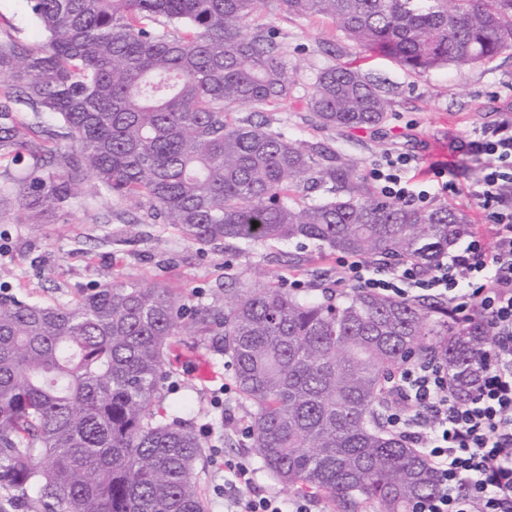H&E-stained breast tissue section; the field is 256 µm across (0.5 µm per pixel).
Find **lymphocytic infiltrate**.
<instances>
[{
    "label": "lymphocytic infiltrate",
    "mask_w": 512,
    "mask_h": 512,
    "mask_svg": "<svg viewBox=\"0 0 512 512\" xmlns=\"http://www.w3.org/2000/svg\"><path fill=\"white\" fill-rule=\"evenodd\" d=\"M466 148L481 165L469 191L445 180L441 168L436 191L415 190L409 173L416 160L406 154H385L370 171L382 194L407 206L435 192L475 200L481 222L448 260L428 267L407 262L379 278L368 276L366 260L336 261L337 285L404 300L430 290L458 329L481 322L493 335L482 376L466 398L454 396L438 364L409 362L397 370L388 427L420 450L438 479L418 512H512V113Z\"/></svg>",
    "instance_id": "1"
}]
</instances>
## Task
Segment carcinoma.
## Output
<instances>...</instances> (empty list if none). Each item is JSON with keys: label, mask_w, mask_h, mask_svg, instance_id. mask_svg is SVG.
<instances>
[{"label": "carcinoma", "mask_w": 512, "mask_h": 512, "mask_svg": "<svg viewBox=\"0 0 512 512\" xmlns=\"http://www.w3.org/2000/svg\"><path fill=\"white\" fill-rule=\"evenodd\" d=\"M47 42L0 41L3 98L60 121L66 153L29 152L0 183L38 221L69 208L85 177L192 244L315 241L375 261L431 265L470 233L458 208L374 197L322 143L236 107L268 111L293 85L284 46L248 19L262 0H29ZM331 18L357 48L418 74L482 64L512 48V0H281ZM307 106L329 128L383 123L379 84L328 64ZM0 105V147L22 144ZM332 197L309 202L305 189ZM432 299L364 288L246 286L187 308L171 289L112 281L55 305L0 296V489L33 512H204L202 441L155 412L180 332L226 356L250 407L251 448L283 486L336 512H414L436 478L385 425L390 380L408 359L439 362L457 397L490 349L483 327L448 333Z\"/></svg>", "instance_id": "cac0c4a2"}]
</instances>
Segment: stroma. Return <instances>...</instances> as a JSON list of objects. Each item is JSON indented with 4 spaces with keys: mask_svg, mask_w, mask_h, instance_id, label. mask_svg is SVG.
Returning <instances> with one entry per match:
<instances>
[{
    "mask_svg": "<svg viewBox=\"0 0 512 512\" xmlns=\"http://www.w3.org/2000/svg\"><path fill=\"white\" fill-rule=\"evenodd\" d=\"M251 24L277 31L294 69L287 102L264 112V119L324 143L361 176H368L383 154L407 153L418 161L417 179L431 178L434 164L450 163L457 183L473 184L477 167L463 143L512 111V50L474 67L419 75L356 48L330 19L288 14L279 0H263ZM10 39L28 46L46 40L28 0H0V41ZM327 64L348 65L378 81L389 102L381 125L336 129L317 122L306 100L315 72ZM255 252V246L239 242L189 243L174 228L153 223L147 208L117 202L93 183L68 212L41 224L29 223L14 201H0V268L6 271L0 294L23 300L62 303L116 280L162 283L196 307L212 302L229 271L256 288L271 281L287 287L296 280L306 288L335 285L336 256L317 243L264 246L268 260L261 264ZM166 369L162 413L192 422L204 444L198 485L205 512H225L224 464L252 455L250 440L239 431L248 407L233 370L184 334L172 338Z\"/></svg>",
    "mask_w": 512,
    "mask_h": 512,
    "instance_id": "obj_1",
    "label": "stroma"
}]
</instances>
